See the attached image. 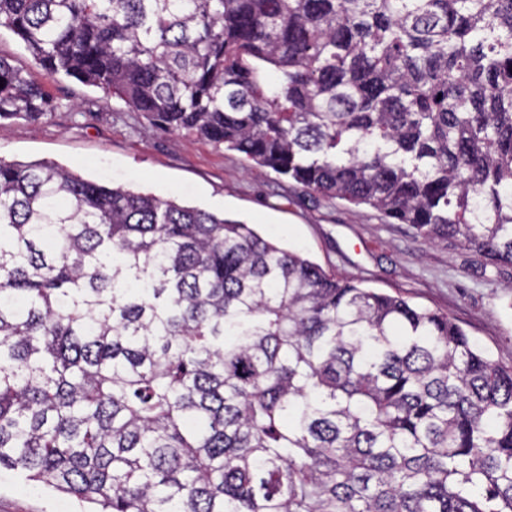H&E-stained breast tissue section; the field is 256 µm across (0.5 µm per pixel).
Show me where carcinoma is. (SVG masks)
I'll return each mask as SVG.
<instances>
[{"label": "carcinoma", "instance_id": "1", "mask_svg": "<svg viewBox=\"0 0 512 512\" xmlns=\"http://www.w3.org/2000/svg\"><path fill=\"white\" fill-rule=\"evenodd\" d=\"M50 77L512 265V0H0ZM0 122L54 109L0 56ZM0 467L98 512H512V367L250 225L0 160Z\"/></svg>", "mask_w": 512, "mask_h": 512}]
</instances>
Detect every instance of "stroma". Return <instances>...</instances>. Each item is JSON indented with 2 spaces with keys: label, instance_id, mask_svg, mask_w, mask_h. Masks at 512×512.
I'll use <instances>...</instances> for the list:
<instances>
[{
  "label": "stroma",
  "instance_id": "1",
  "mask_svg": "<svg viewBox=\"0 0 512 512\" xmlns=\"http://www.w3.org/2000/svg\"><path fill=\"white\" fill-rule=\"evenodd\" d=\"M0 56L40 83L55 109L0 129V159L51 160L84 178L149 191L251 225L325 271L448 314L494 361L512 365V267L457 240L425 242L408 224L305 190L197 135L168 133L102 89L47 77L0 28ZM68 495L0 468V512H80Z\"/></svg>",
  "mask_w": 512,
  "mask_h": 512
}]
</instances>
